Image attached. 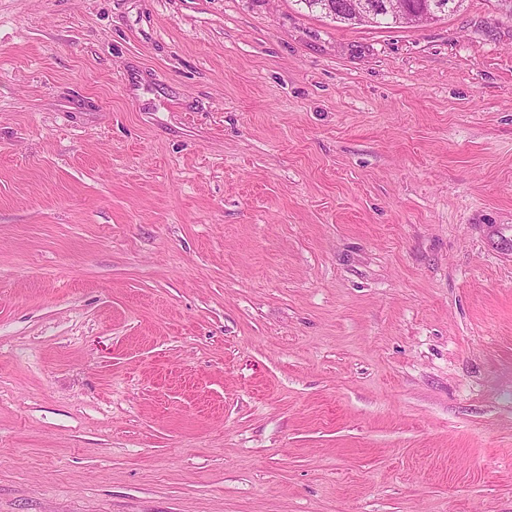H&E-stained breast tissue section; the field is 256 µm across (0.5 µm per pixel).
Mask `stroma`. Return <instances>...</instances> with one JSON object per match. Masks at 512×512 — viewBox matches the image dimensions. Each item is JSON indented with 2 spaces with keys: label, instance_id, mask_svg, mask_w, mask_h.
I'll list each match as a JSON object with an SVG mask.
<instances>
[{
  "label": "stroma",
  "instance_id": "1",
  "mask_svg": "<svg viewBox=\"0 0 512 512\" xmlns=\"http://www.w3.org/2000/svg\"><path fill=\"white\" fill-rule=\"evenodd\" d=\"M0 512H512L497 0H0Z\"/></svg>",
  "mask_w": 512,
  "mask_h": 512
}]
</instances>
